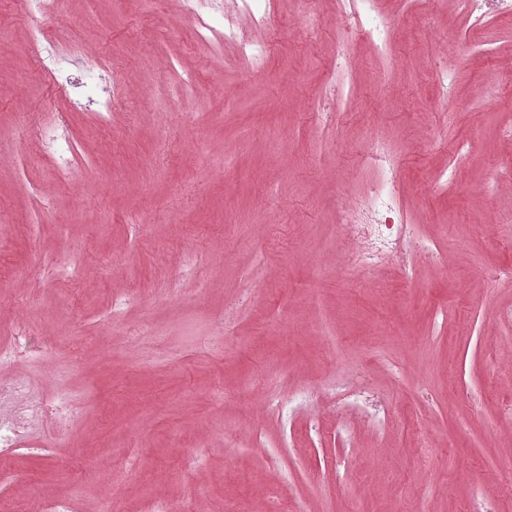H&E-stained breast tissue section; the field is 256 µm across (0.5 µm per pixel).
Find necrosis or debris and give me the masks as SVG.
<instances>
[{
    "mask_svg": "<svg viewBox=\"0 0 512 512\" xmlns=\"http://www.w3.org/2000/svg\"><path fill=\"white\" fill-rule=\"evenodd\" d=\"M21 3L34 22L31 41L39 69L50 81L66 79L71 60L44 23L53 11L54 0ZM191 10L200 35L220 29L225 43L234 45L243 60L259 63L267 57L268 46L245 39L236 17L242 14L252 22L266 23L272 0H192ZM339 16L350 31L373 40L381 55H389L390 22L380 0H339ZM85 64L82 86L87 91V104L97 111H107L114 94L106 78L111 63L89 56ZM365 148L375 165L376 178L361 197L343 203L340 208L339 228L348 243L344 265L349 270L371 274L379 267L397 263L406 277H413L419 263L441 261L440 248L434 241L419 236L407 219L392 150L376 136L366 142ZM336 400L340 410L336 434L342 440H349L352 421L363 422L377 431L386 430L392 422L390 409L370 391L363 374H355L337 388ZM72 413V400L67 395H32L20 378L0 384V456L13 454L21 447L26 433L41 422L65 423Z\"/></svg>",
    "mask_w": 512,
    "mask_h": 512,
    "instance_id": "4bbe7bcc",
    "label": "necrosis or debris"
}]
</instances>
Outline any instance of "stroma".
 Wrapping results in <instances>:
<instances>
[{"instance_id":"1","label":"stroma","mask_w":512,"mask_h":512,"mask_svg":"<svg viewBox=\"0 0 512 512\" xmlns=\"http://www.w3.org/2000/svg\"><path fill=\"white\" fill-rule=\"evenodd\" d=\"M392 54L346 34L336 0H276L245 38L259 68L197 40L185 0H57L64 47L110 58L108 111L39 71L29 20L0 0V362L77 401L0 461V512H512V20L465 36L453 0H383ZM461 109L437 111L439 62ZM351 95L333 103L337 64ZM62 124L61 168L40 125ZM378 135L409 220L446 260L412 280L342 265L339 204L375 173ZM448 191L436 184L449 163ZM391 407L336 441L358 371ZM311 399L289 419L270 399ZM28 512H77L79 511L75 501L68 496H60L51 500H39L31 502Z\"/></svg>"}]
</instances>
